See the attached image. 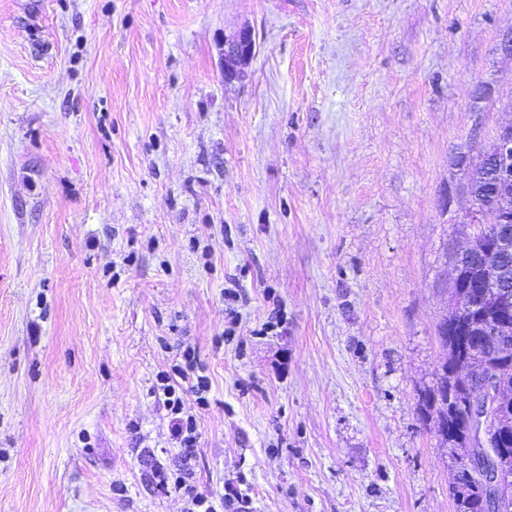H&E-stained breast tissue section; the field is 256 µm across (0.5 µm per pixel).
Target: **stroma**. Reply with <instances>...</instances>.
<instances>
[{"instance_id":"1","label":"stroma","mask_w":512,"mask_h":512,"mask_svg":"<svg viewBox=\"0 0 512 512\" xmlns=\"http://www.w3.org/2000/svg\"><path fill=\"white\" fill-rule=\"evenodd\" d=\"M511 31L512 0H0V512H186L162 469L456 512L420 403ZM188 352L189 452L155 390ZM257 51L254 31L242 28L224 36V79L241 80L245 77V66Z\"/></svg>"}]
</instances>
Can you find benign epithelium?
Wrapping results in <instances>:
<instances>
[{
  "label": "benign epithelium",
  "instance_id": "obj_1",
  "mask_svg": "<svg viewBox=\"0 0 512 512\" xmlns=\"http://www.w3.org/2000/svg\"><path fill=\"white\" fill-rule=\"evenodd\" d=\"M257 51L254 31L242 28L224 35V80L227 82L245 77V66ZM495 164L494 176L502 187L512 185V123L500 125L489 151ZM471 222L496 224L495 236L472 238L468 248L457 255L498 256L508 251V240L501 234L505 225L512 223V203L503 200L500 208L488 211L479 201H474ZM483 276L478 282L482 292V309L495 316H504L512 308V297L499 290V284L507 279V267L495 262L483 265ZM512 410V403L504 393L499 376L488 372L480 379L477 389L464 401L463 411L471 427L470 443L472 462L491 512H512V502L500 496V490L512 483V471L503 466L495 448V431L503 408Z\"/></svg>",
  "mask_w": 512,
  "mask_h": 512
}]
</instances>
